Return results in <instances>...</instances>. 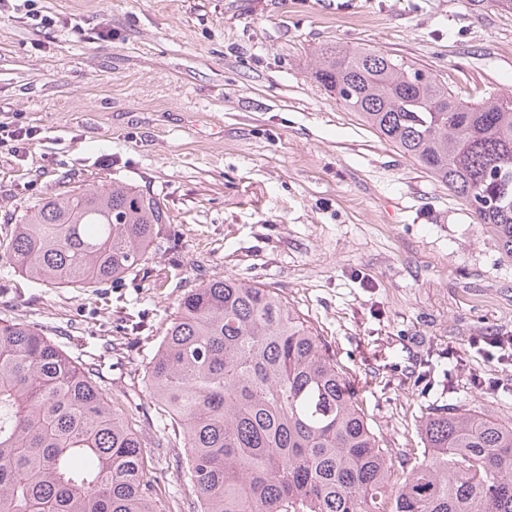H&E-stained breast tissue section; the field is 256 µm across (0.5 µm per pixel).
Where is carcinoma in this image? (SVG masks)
Returning a JSON list of instances; mask_svg holds the SVG:
<instances>
[{
	"mask_svg": "<svg viewBox=\"0 0 512 512\" xmlns=\"http://www.w3.org/2000/svg\"><path fill=\"white\" fill-rule=\"evenodd\" d=\"M314 80L425 169L512 258V97L458 99L426 66L370 47L317 51ZM159 199L112 182L50 198L0 238L29 278L72 288L140 271ZM99 368L41 329L0 323V512H156L142 449H187L192 512H512V422L427 415L423 459L384 496L394 449L349 373L277 292L232 276L183 294L148 362L172 432H130Z\"/></svg>",
	"mask_w": 512,
	"mask_h": 512,
	"instance_id": "1",
	"label": "carcinoma"
}]
</instances>
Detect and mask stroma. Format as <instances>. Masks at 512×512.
I'll return each mask as SVG.
<instances>
[{
	"instance_id": "1",
	"label": "stroma",
	"mask_w": 512,
	"mask_h": 512,
	"mask_svg": "<svg viewBox=\"0 0 512 512\" xmlns=\"http://www.w3.org/2000/svg\"><path fill=\"white\" fill-rule=\"evenodd\" d=\"M326 44L424 64L463 100L512 95L494 0H0V234L37 201L122 181L167 222L135 279L56 287L0 266V322L40 328L134 429L164 426L145 369L183 293L274 289L351 375L391 448L444 405L512 419V259L468 208L313 79ZM495 381L478 389L473 376ZM159 512H188L185 451L147 448Z\"/></svg>"
}]
</instances>
